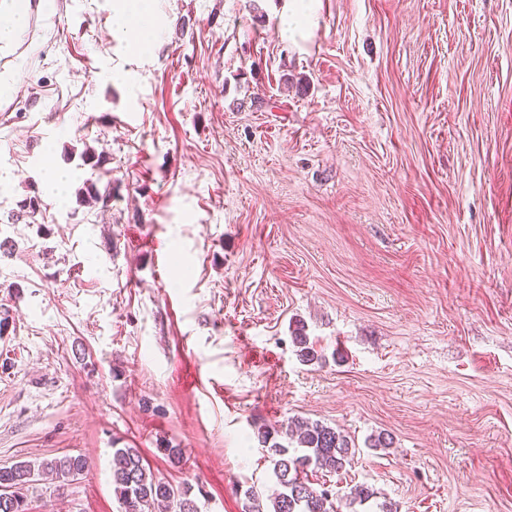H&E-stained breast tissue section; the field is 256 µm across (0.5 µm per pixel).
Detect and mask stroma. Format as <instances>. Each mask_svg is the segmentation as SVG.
Here are the masks:
<instances>
[{
	"label": "stroma",
	"instance_id": "stroma-1",
	"mask_svg": "<svg viewBox=\"0 0 512 512\" xmlns=\"http://www.w3.org/2000/svg\"><path fill=\"white\" fill-rule=\"evenodd\" d=\"M284 2L158 0L138 58L113 0H28L0 43V467L88 458L29 512H120L117 442L243 512L296 417L356 446L308 473L372 490L340 512H512V0H321L296 46ZM94 158L92 155H88L86 157L85 162H89L86 165H91L92 172L91 176L84 181V199H89L95 202L102 203L103 208H109L112 203V185L108 183L104 188V192L101 193L100 189L97 186L98 178L96 180L93 179V175L95 176L94 170L99 166V156L96 162L91 161Z\"/></svg>",
	"mask_w": 512,
	"mask_h": 512
}]
</instances>
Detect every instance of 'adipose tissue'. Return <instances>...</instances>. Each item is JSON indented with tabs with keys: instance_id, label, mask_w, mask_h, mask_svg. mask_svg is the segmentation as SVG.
<instances>
[{
	"instance_id": "1",
	"label": "adipose tissue",
	"mask_w": 512,
	"mask_h": 512,
	"mask_svg": "<svg viewBox=\"0 0 512 512\" xmlns=\"http://www.w3.org/2000/svg\"><path fill=\"white\" fill-rule=\"evenodd\" d=\"M156 0H115L112 6V33L133 45L137 56L152 51L160 27L154 13ZM320 0H287L280 13L277 35L281 41L297 43L313 33Z\"/></svg>"
}]
</instances>
